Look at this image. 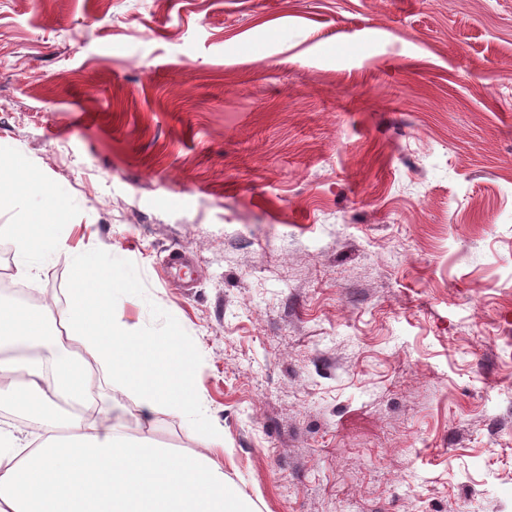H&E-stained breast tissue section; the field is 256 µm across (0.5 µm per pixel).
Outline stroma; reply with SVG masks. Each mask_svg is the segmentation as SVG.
Returning <instances> with one entry per match:
<instances>
[{"label":"stroma","instance_id":"1","mask_svg":"<svg viewBox=\"0 0 512 512\" xmlns=\"http://www.w3.org/2000/svg\"><path fill=\"white\" fill-rule=\"evenodd\" d=\"M0 155L194 350L259 512H512V0H0ZM72 286L63 253L25 284Z\"/></svg>","mask_w":512,"mask_h":512}]
</instances>
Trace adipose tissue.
Returning <instances> with one entry per match:
<instances>
[{
  "label": "adipose tissue",
  "mask_w": 512,
  "mask_h": 512,
  "mask_svg": "<svg viewBox=\"0 0 512 512\" xmlns=\"http://www.w3.org/2000/svg\"><path fill=\"white\" fill-rule=\"evenodd\" d=\"M35 194L51 198L50 207L28 206ZM2 209L13 212L10 231L27 256L16 264L15 278L34 277L40 259L64 251L74 288L62 330L50 321L51 306L0 302V346L24 340L45 351L52 366L47 379L34 364L0 358V406L44 425L34 448L0 428V512H248L245 494L216 459L224 448L221 428L208 426L204 451L176 458L119 429L112 399H103L90 417L58 412L56 398L80 402L88 394V371L71 349L75 342L147 411L200 419L204 399L190 348L124 321L120 293L134 282L122 253L106 262L97 250L67 248L56 229L68 223L71 208L22 158H0Z\"/></svg>",
  "instance_id": "adipose-tissue-1"
}]
</instances>
